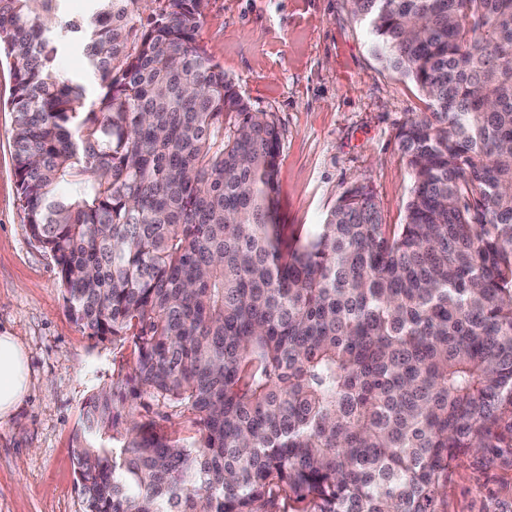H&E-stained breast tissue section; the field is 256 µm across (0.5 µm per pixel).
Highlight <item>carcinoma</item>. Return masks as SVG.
<instances>
[{
    "label": "carcinoma",
    "instance_id": "carcinoma-1",
    "mask_svg": "<svg viewBox=\"0 0 512 512\" xmlns=\"http://www.w3.org/2000/svg\"><path fill=\"white\" fill-rule=\"evenodd\" d=\"M60 0H0L30 237L66 311L132 372L74 439L85 512H440L455 462L512 431V0H351L377 59L429 101L390 231L344 189L283 245L281 131L198 38L204 0H96L99 92L55 66ZM190 441L126 410L134 384Z\"/></svg>",
    "mask_w": 512,
    "mask_h": 512
}]
</instances>
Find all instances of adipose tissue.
<instances>
[{
    "label": "adipose tissue",
    "mask_w": 512,
    "mask_h": 512,
    "mask_svg": "<svg viewBox=\"0 0 512 512\" xmlns=\"http://www.w3.org/2000/svg\"><path fill=\"white\" fill-rule=\"evenodd\" d=\"M28 355L13 334H0V423L23 405L28 393Z\"/></svg>",
    "instance_id": "1"
}]
</instances>
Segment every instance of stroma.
Listing matches in <instances>:
<instances>
[{"mask_svg": "<svg viewBox=\"0 0 512 512\" xmlns=\"http://www.w3.org/2000/svg\"><path fill=\"white\" fill-rule=\"evenodd\" d=\"M199 38L215 63L280 131L277 219L286 241L322 223L342 191L373 192L389 227L404 223L412 175L398 133L428 102L385 69L351 0H207ZM13 66L0 61V333L29 355V395L0 425V512H85L75 483L74 430L92 392L128 371L130 346L91 339L70 318L53 259L26 231L15 176ZM139 414L180 437L195 433L186 407L149 394ZM444 512H512V436L461 458Z\"/></svg>", "mask_w": 512, "mask_h": 512, "instance_id": "1", "label": "stroma"}]
</instances>
